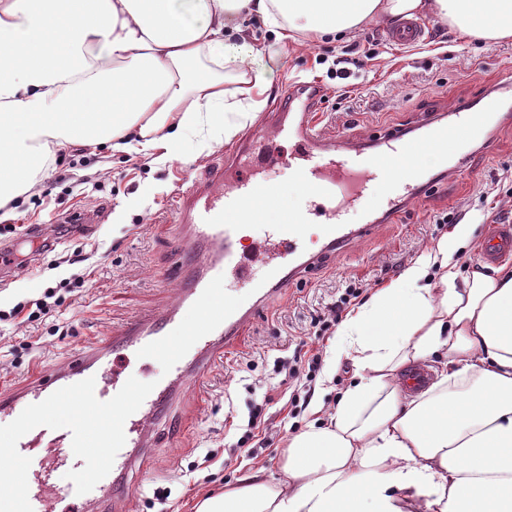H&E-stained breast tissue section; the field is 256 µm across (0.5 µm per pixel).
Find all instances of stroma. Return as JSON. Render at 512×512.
Returning <instances> with one entry per match:
<instances>
[{"label":"stroma","instance_id":"obj_1","mask_svg":"<svg viewBox=\"0 0 512 512\" xmlns=\"http://www.w3.org/2000/svg\"><path fill=\"white\" fill-rule=\"evenodd\" d=\"M423 22L428 37L414 47L386 41L383 23L366 24L365 33L380 42L378 54L344 80L331 72L328 61L352 45V38L317 42L301 36L280 42L260 31L259 21L244 20L257 50L252 68L266 76L251 98L267 110L292 82L317 81L329 90L324 131L365 145L380 129L414 128L422 114L449 117L451 105L477 98L512 71V38H475L432 16ZM320 54L327 55V63H316ZM215 158V149L200 148L191 132L159 141L146 155L119 153L107 143L83 152L71 148L44 167L43 181L52 190L48 198L25 194L0 212V224L16 225L23 235L49 223L57 211L85 205L82 191L94 184L98 202L111 203L123 214L122 223L95 224L85 236L70 240V248L86 254L85 262L53 269L51 254L31 253L27 271L0 282V311L8 313L62 279L88 277L81 298L59 319L0 324V394L25 383L34 369L73 355L85 342L111 336L137 314L171 303L176 286L169 276L168 246L178 226L170 220L169 204L181 183L202 174ZM451 163L459 169L454 181L438 179L424 204L408 207L400 220L381 223L373 236L353 243L320 273L275 298L244 329L222 364L183 388L161 423L148 468L129 475L138 493L123 512H197L204 499L258 466L270 482L283 480L282 450L289 434L304 429L310 403L335 405L352 383L354 369L346 360L331 382L299 378L295 386L306 401L294 407L279 375H271L264 387L252 386L248 362L262 354L290 358L299 351L329 356L335 335H315L312 316L354 278L364 284L360 302H367L433 250L449 231L448 225L434 223L435 215L457 214L459 223L476 225L483 240L490 225H512V124L498 127L493 151L465 141ZM259 403L265 409L251 445L237 447ZM161 486L169 488L168 499L155 498Z\"/></svg>","mask_w":512,"mask_h":512}]
</instances>
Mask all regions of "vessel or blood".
Returning a JSON list of instances; mask_svg holds the SVG:
<instances>
[{
    "mask_svg": "<svg viewBox=\"0 0 512 512\" xmlns=\"http://www.w3.org/2000/svg\"><path fill=\"white\" fill-rule=\"evenodd\" d=\"M387 35L412 45L424 31L408 20ZM322 93L313 82L291 84L267 120L222 154L204 177L186 179L174 194L170 212L181 234L170 246L180 283L173 303L135 316L112 337L0 396V451L36 465L47 478L73 459L92 460L74 473L81 490L76 503L69 502L64 487L49 481L39 487L29 473L1 468L0 512H88L92 507L108 512L111 504L134 495L128 475L149 455L150 428L181 385L203 377L271 300L318 272L329 255L371 234L379 222L397 220L405 207L422 203L433 189L422 181L423 172L438 170L453 178L448 159L462 140L491 150L493 118L512 120L492 88L473 104L453 105L452 121L422 119L417 137L387 128L368 149L323 133L315 115ZM282 158L297 162L299 178L318 207H309V199L281 202L267 163ZM351 206L366 216L355 228L341 221ZM110 213V206L102 205L69 211L65 219L84 228L105 223ZM312 216L321 226L322 245L305 253L296 240ZM255 227L262 228V236L243 250L246 232ZM490 239L493 246L482 250L483 260L512 256L511 230L494 229ZM254 264L262 270L254 294L228 293L226 283L247 277ZM138 352L167 357L174 384L135 387L115 373L116 361Z\"/></svg>",
    "mask_w": 512,
    "mask_h": 512,
    "instance_id": "1",
    "label": "vessel or blood"
}]
</instances>
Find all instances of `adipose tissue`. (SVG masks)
<instances>
[{
    "instance_id": "1",
    "label": "adipose tissue",
    "mask_w": 512,
    "mask_h": 512,
    "mask_svg": "<svg viewBox=\"0 0 512 512\" xmlns=\"http://www.w3.org/2000/svg\"><path fill=\"white\" fill-rule=\"evenodd\" d=\"M426 13L512 37V0H191L187 17L173 0H0V204L40 183L36 157L72 144L145 155L173 123L208 125L203 148L234 134L257 109L245 83L265 81L248 35L224 37L240 15L288 40ZM472 240L454 225L342 322L325 374L347 356L356 382L289 437L284 481L255 470L198 512H512V264L484 270ZM438 353L435 381L410 389L408 368Z\"/></svg>"
}]
</instances>
